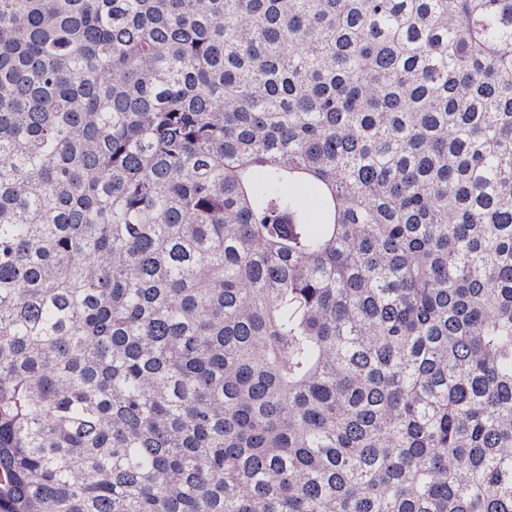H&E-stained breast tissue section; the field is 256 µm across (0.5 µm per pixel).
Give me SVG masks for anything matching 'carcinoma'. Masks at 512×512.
I'll return each instance as SVG.
<instances>
[{"instance_id":"cac0c4a2","label":"carcinoma","mask_w":512,"mask_h":512,"mask_svg":"<svg viewBox=\"0 0 512 512\" xmlns=\"http://www.w3.org/2000/svg\"><path fill=\"white\" fill-rule=\"evenodd\" d=\"M0 512H512V0H0Z\"/></svg>"}]
</instances>
